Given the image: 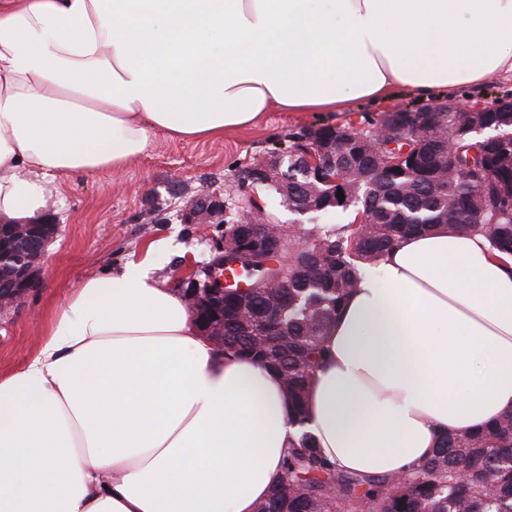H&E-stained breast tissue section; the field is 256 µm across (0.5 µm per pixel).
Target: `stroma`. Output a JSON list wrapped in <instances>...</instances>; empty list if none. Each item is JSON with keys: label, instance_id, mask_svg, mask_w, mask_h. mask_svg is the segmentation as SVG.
<instances>
[{"label": "stroma", "instance_id": "1", "mask_svg": "<svg viewBox=\"0 0 512 512\" xmlns=\"http://www.w3.org/2000/svg\"><path fill=\"white\" fill-rule=\"evenodd\" d=\"M387 105L353 102L343 112H269L255 126L214 141L158 137L154 145L118 173L103 171L68 178L51 192L49 211L57 233L48 247L39 286L16 309L0 315V373L22 365L41 341L38 317L66 300L85 278L122 265L144 247L157 244L153 274L166 287L182 290L208 258L224 230L213 224H185L180 209L201 187L223 192L228 213L245 194L260 200L282 222L292 219L266 189H249L244 171L253 158L283 151L298 128L357 124L379 116Z\"/></svg>", "mask_w": 512, "mask_h": 512}]
</instances>
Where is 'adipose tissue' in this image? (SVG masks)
<instances>
[{
	"label": "adipose tissue",
	"mask_w": 512,
	"mask_h": 512,
	"mask_svg": "<svg viewBox=\"0 0 512 512\" xmlns=\"http://www.w3.org/2000/svg\"><path fill=\"white\" fill-rule=\"evenodd\" d=\"M512 81V0H0V214L119 172L158 136ZM150 254L82 282L0 374V512H255L299 431L401 475L512 410V262L434 231L360 268L303 426L281 376L224 354Z\"/></svg>",
	"instance_id": "adipose-tissue-1"
}]
</instances>
